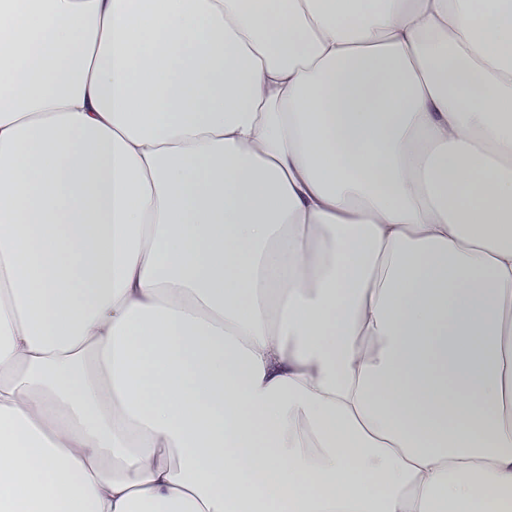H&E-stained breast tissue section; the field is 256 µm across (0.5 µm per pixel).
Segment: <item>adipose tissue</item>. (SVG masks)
Here are the masks:
<instances>
[{
  "instance_id": "adipose-tissue-1",
  "label": "adipose tissue",
  "mask_w": 512,
  "mask_h": 512,
  "mask_svg": "<svg viewBox=\"0 0 512 512\" xmlns=\"http://www.w3.org/2000/svg\"><path fill=\"white\" fill-rule=\"evenodd\" d=\"M278 507L512 512V0H0V512Z\"/></svg>"
}]
</instances>
